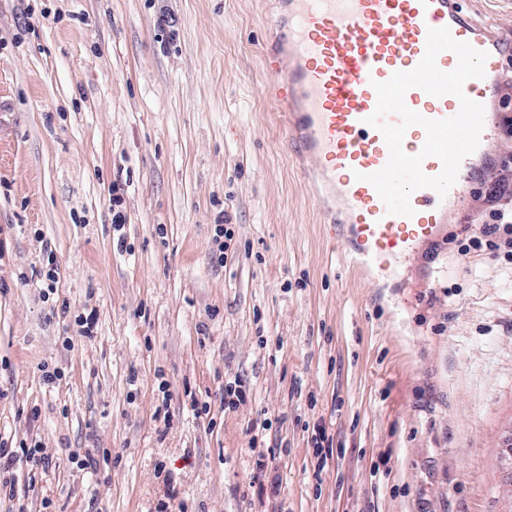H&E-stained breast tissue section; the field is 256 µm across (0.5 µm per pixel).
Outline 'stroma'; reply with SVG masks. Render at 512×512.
<instances>
[{"instance_id":"35a3bbf8","label":"stroma","mask_w":512,"mask_h":512,"mask_svg":"<svg viewBox=\"0 0 512 512\" xmlns=\"http://www.w3.org/2000/svg\"><path fill=\"white\" fill-rule=\"evenodd\" d=\"M462 8L510 47L487 105L512 114V7ZM273 16L0 0V441L53 458L0 470V512H512V264L442 239L387 280L348 266L276 117ZM510 158H478L449 233L512 211L487 196ZM87 448L111 464L78 470Z\"/></svg>"}]
</instances>
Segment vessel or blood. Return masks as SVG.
<instances>
[{
	"label": "vessel or blood",
	"mask_w": 512,
	"mask_h": 512,
	"mask_svg": "<svg viewBox=\"0 0 512 512\" xmlns=\"http://www.w3.org/2000/svg\"><path fill=\"white\" fill-rule=\"evenodd\" d=\"M279 22L266 56L279 74L274 98L286 136L305 160L327 223L346 242L350 265L378 277L394 275L400 263L440 238L448 206L464 191L471 168L463 160L446 197L430 188L413 192V216L388 214L365 175L381 170L389 149L366 123L376 106L373 82L413 69L426 50L427 31L448 28L459 42L487 52L485 77L464 85L466 96L484 103L487 77L501 69L502 50L467 16L459 0H273ZM406 105L429 119L456 115L455 96L407 91Z\"/></svg>",
	"instance_id": "1"
}]
</instances>
